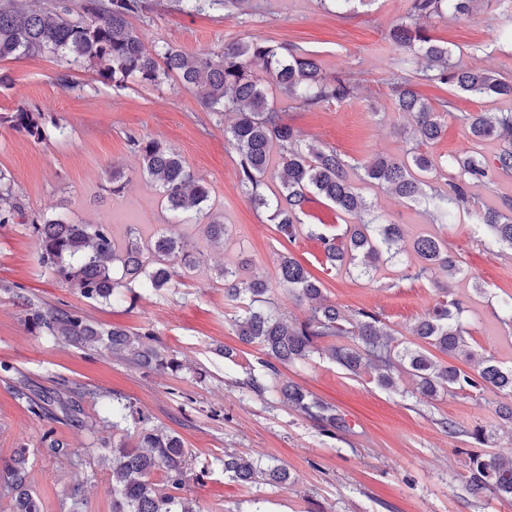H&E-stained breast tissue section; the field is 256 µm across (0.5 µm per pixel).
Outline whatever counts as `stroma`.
<instances>
[{"label":"stroma","instance_id":"stroma-1","mask_svg":"<svg viewBox=\"0 0 512 512\" xmlns=\"http://www.w3.org/2000/svg\"><path fill=\"white\" fill-rule=\"evenodd\" d=\"M149 2L148 17L131 20L148 46L166 41L187 50L218 49L254 36L315 52L327 74L356 83L357 95L311 111L289 109L287 122L306 141L335 147L353 166L376 154L400 155L411 122L395 112L387 78L405 53L391 44L388 33L405 17L411 0H372L343 15L325 10L319 0H243L233 12L220 8L203 15L181 11L178 0ZM427 27L466 64L512 78V8L505 0H484L471 15L436 17ZM64 71L70 75L67 87L59 82ZM419 90L431 99L448 98L463 112L493 113L512 105L463 95L450 86L423 84ZM21 103L64 129L62 136L37 142L0 125V168L11 173L29 210L76 224L110 225L119 242L132 226L145 239L166 227L170 215L128 144L134 133L161 139L204 179L228 239L214 244L202 225H177L188 248L200 255L196 269L167 288H140L135 299L102 304L82 298L40 262L28 225L0 226V361L44 385L63 381L72 388H99L107 398H129L152 415L155 425L175 431L191 451L193 466L205 463L211 470L204 483L190 484L187 491L201 512H512L510 502L477 500L465 490L464 450L472 445L467 429L483 427L492 451L512 457V424L497 415L498 395L443 393L421 401L408 374L400 375L396 389L382 388L371 373L354 375L342 368L325 340L305 363L283 367L281 373L333 406L345 421V431L326 434L275 396L248 391L249 377L263 373L260 351L239 340L236 321L243 309L227 304L218 277L224 265L243 266L244 276L268 282L274 309L301 320L306 307L277 278L279 255L292 254L322 281L328 301L347 310L380 312L385 331L398 343L411 341L412 325L433 306L438 289L448 287L465 306L462 321L471 349L511 362L512 332L497 313L501 297L512 294V251L477 245L481 231L470 220L440 230L466 275L452 278L440 270L433 280L413 281L395 262L380 264L370 279L336 271L328 268L317 239L321 233L344 232L335 207L311 197L301 216L306 234L288 242L267 212L242 192L238 155L223 124L178 83L155 88L131 80L120 88L92 69L68 68L49 55L0 61V112ZM115 163L125 173V189L117 198L105 190ZM364 195L374 210L410 233L432 227L425 204L379 190ZM21 293L81 309L105 328L150 327L184 368L175 374L137 368L90 347L46 341L25 323L17 299ZM226 348L236 350L235 359L224 358ZM444 419L459 424L462 434L445 432ZM51 427L14 398L9 378L0 371V462L13 449H30L32 487L49 512H68L69 494L77 486L83 512H111L107 456L114 442L133 440L134 425L116 428L104 420L93 430L78 431L56 424L57 436L81 449L77 459L44 452L41 437ZM228 452L284 466L291 482H230L223 464Z\"/></svg>","mask_w":512,"mask_h":512}]
</instances>
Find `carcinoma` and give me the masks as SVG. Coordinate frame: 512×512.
Here are the masks:
<instances>
[{
  "instance_id": "obj_1",
  "label": "carcinoma",
  "mask_w": 512,
  "mask_h": 512,
  "mask_svg": "<svg viewBox=\"0 0 512 512\" xmlns=\"http://www.w3.org/2000/svg\"><path fill=\"white\" fill-rule=\"evenodd\" d=\"M186 2L193 12L205 14L217 6L236 8L244 0ZM482 2L411 0L409 12L390 30L389 38L414 55V74L420 79L512 102V79L455 59L448 46L434 39L426 27V22L448 12L466 16ZM150 10L147 0H82L77 11L64 0H31L26 9L16 8L13 0H0V61L52 53L68 64L85 65L102 80L118 85L132 78L142 85L159 86L175 77L206 111L224 119V135L238 153L241 186L255 207L269 213L288 242L303 232L300 214L310 195L316 194L331 202L336 212L354 219L341 235H317L330 268L357 269L359 275L369 276L380 262L404 252V225L373 213L344 156L333 147L299 139L284 118L288 103L312 109L348 98L353 85L347 78L325 74L310 53L261 38L240 39L213 51L189 52L166 42L150 51L130 24V18ZM389 85L395 93V110L411 116L414 122L412 145L400 158L378 155L363 165V182L408 202L431 203L453 221L461 215L471 216L483 227V243L512 250V196L502 197L495 207L475 210L472 195V189L488 183L492 175H512V106L490 117L482 112H457L446 98L431 102L422 97L409 77L395 73ZM452 111L472 146L489 139L498 143L493 164H487L474 149L450 159L420 150V146L441 139L444 117ZM2 124L37 142L59 129L24 104L1 112ZM128 142L174 223L202 224L209 241H224L226 224L208 207L210 190L185 160L157 138L130 135ZM4 224L29 225L41 263L89 302L108 304L119 295V289L130 292L137 285L166 288L175 277L199 264V258L184 249L182 238L170 228L146 243L132 232L120 245L106 224H74L31 213L16 195L11 174L0 169V226ZM410 254L407 277L414 280L432 279L437 268L445 269L451 277L463 272L461 261L448 250L447 238L438 233L415 236ZM218 276L224 281L226 301L246 303L245 314L236 323L238 336L259 346L265 356L261 364L266 376H252L246 386L256 393H273L324 432L336 428L335 410L281 378L279 366L307 360L317 343L327 338L357 342L353 348H331V356L352 373L375 371L377 383L386 389L396 387L393 370L399 367L414 377L416 391L426 398L432 399L441 391L467 396L494 391L512 398V364L472 352L461 323L463 303L449 289L442 290V296L417 321L411 334L446 355H464L474 362L470 371L437 364L420 345L392 344L384 338L375 312L343 310L327 303L322 282L289 253L279 257L278 279L299 302L308 303V315L302 321L270 306L266 281L245 278L239 268L227 265ZM18 298L26 307L31 329L54 343L98 345L131 365L157 371L182 369L149 327L136 332L119 327L105 330L76 308L35 303L23 294ZM0 371L15 372L11 378L13 396L35 417L78 430L91 429L82 400L98 398L96 391L43 386L6 362L0 363ZM112 417L114 426L130 419L136 428L134 443L112 444V512H201L184 491L190 482L203 480L207 470L192 469L191 453L179 437L152 425V416L129 399H112ZM468 435L482 449L467 452V489L473 496L489 495L512 502V457L484 449L481 429L475 427ZM42 443L54 456L79 453L57 438L52 428L44 431ZM30 455L28 448H15L10 460L0 465V489L11 498L12 512H45L42 499L30 485ZM157 472L161 474L158 483L152 480ZM224 474L241 485L290 480L282 466L264 467L233 453L224 454Z\"/></svg>"
}]
</instances>
